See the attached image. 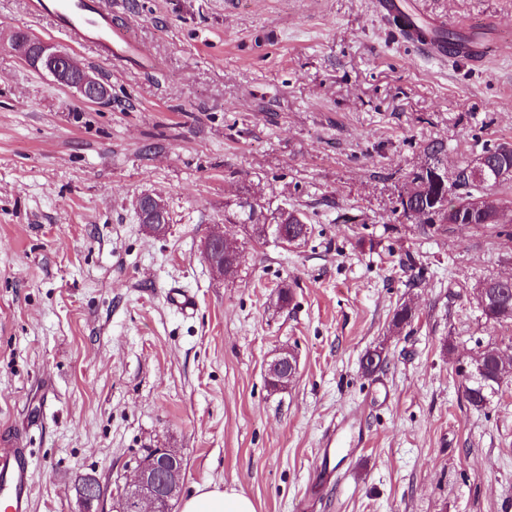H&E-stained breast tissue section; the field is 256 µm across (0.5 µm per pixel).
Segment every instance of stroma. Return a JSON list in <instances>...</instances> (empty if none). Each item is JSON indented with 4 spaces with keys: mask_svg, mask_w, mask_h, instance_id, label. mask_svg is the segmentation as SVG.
Masks as SVG:
<instances>
[{
    "mask_svg": "<svg viewBox=\"0 0 512 512\" xmlns=\"http://www.w3.org/2000/svg\"><path fill=\"white\" fill-rule=\"evenodd\" d=\"M26 2L0 0V444L31 451L33 512H79L86 475L110 512L149 448L183 453V495L233 486L256 512H512V381L477 409L459 374L512 350L477 300L512 279V221L430 225L398 205L429 143L453 169L512 142V0H412L481 34L479 66L427 57L375 0H109L135 66L60 41ZM17 27L110 100L32 71ZM144 193L166 204L164 236L137 219ZM245 197L303 209L311 238L246 240L224 220ZM215 233L244 249L233 276L201 254ZM403 304L414 320L391 333ZM282 350L298 372L275 390ZM336 427L348 449L323 482Z\"/></svg>",
    "mask_w": 512,
    "mask_h": 512,
    "instance_id": "stroma-1",
    "label": "stroma"
}]
</instances>
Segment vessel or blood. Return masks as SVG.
<instances>
[{"mask_svg":"<svg viewBox=\"0 0 512 512\" xmlns=\"http://www.w3.org/2000/svg\"><path fill=\"white\" fill-rule=\"evenodd\" d=\"M29 11L52 20L54 30L78 45L95 49L114 61H133L138 49L127 28L115 24L105 0H28ZM445 22L406 24L405 39L435 58L449 50L437 33ZM32 456L28 449L12 445L0 451V512H32Z\"/></svg>","mask_w":512,"mask_h":512,"instance_id":"obj_1","label":"vessel or blood"}]
</instances>
